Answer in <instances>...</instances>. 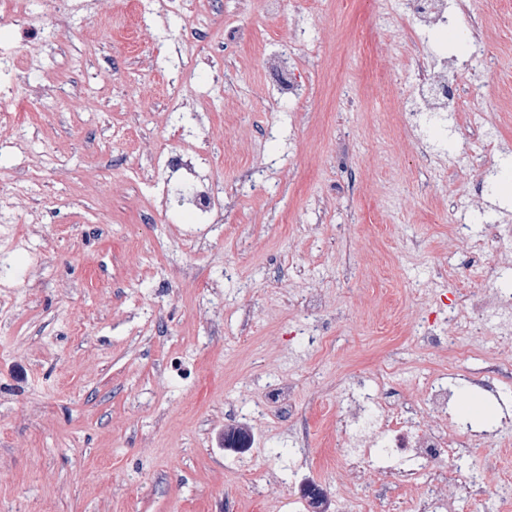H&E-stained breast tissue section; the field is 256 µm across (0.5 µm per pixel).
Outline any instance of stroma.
Returning <instances> with one entry per match:
<instances>
[{
    "mask_svg": "<svg viewBox=\"0 0 512 512\" xmlns=\"http://www.w3.org/2000/svg\"><path fill=\"white\" fill-rule=\"evenodd\" d=\"M141 2L99 0L89 18L33 0V26L54 38L25 79H60L0 137V512H409L415 486L386 470L354 486L346 450L371 433L341 420L365 384L432 423L436 381L489 408L470 418L452 403L456 476L479 469L485 483L453 512H512L499 495L512 481V254L491 246L479 208L460 233L450 217L460 188L480 185L512 212V187L474 160L495 134L512 177V0H484L482 124L454 113L427 144L431 166L393 115L406 58L430 41L374 16V0ZM141 20L151 43L134 36ZM354 31L386 57L392 92ZM279 48L306 100L273 98L262 56ZM186 101L199 121L180 117ZM188 134L216 200L237 197L206 224L140 153ZM32 158L29 202L12 207ZM23 224L39 236L7 248ZM35 256L40 279L23 283ZM430 324L439 343L425 342Z\"/></svg>",
    "mask_w": 512,
    "mask_h": 512,
    "instance_id": "35a3bbf8",
    "label": "stroma"
}]
</instances>
